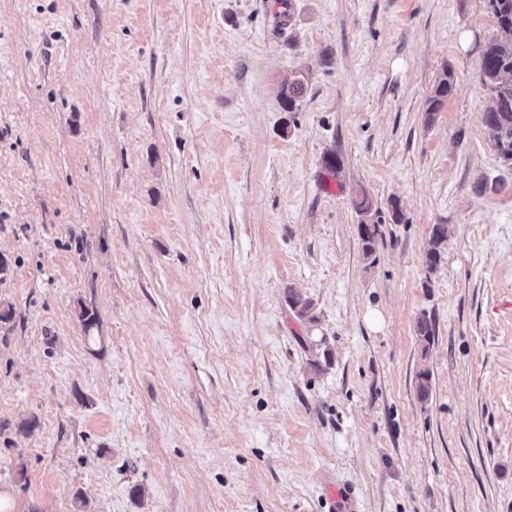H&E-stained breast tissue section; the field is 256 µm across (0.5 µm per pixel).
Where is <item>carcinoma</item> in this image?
I'll use <instances>...</instances> for the list:
<instances>
[{
    "mask_svg": "<svg viewBox=\"0 0 512 512\" xmlns=\"http://www.w3.org/2000/svg\"><path fill=\"white\" fill-rule=\"evenodd\" d=\"M489 7L500 36L489 41L480 57V77L488 87L492 97V106L483 115L484 125L494 141L499 159L512 165V0H489ZM453 88V74L445 70L438 77L437 83L426 105L427 121L433 122L444 100ZM304 91V81L299 77L285 79L279 90V97L288 110H293L295 103ZM362 220L359 223V239L365 256L375 252L377 241L382 236V224L385 219L378 208H372L367 196L354 203ZM448 238V225L438 224L434 227L432 247L427 254L429 270H434L441 261V244ZM288 304L298 317L310 322L315 317L310 314L312 303L300 293L288 290Z\"/></svg>",
    "mask_w": 512,
    "mask_h": 512,
    "instance_id": "cac0c4a2",
    "label": "carcinoma"
}]
</instances>
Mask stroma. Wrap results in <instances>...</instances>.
I'll use <instances>...</instances> for the list:
<instances>
[{"instance_id": "35a3bbf8", "label": "stroma", "mask_w": 512, "mask_h": 512, "mask_svg": "<svg viewBox=\"0 0 512 512\" xmlns=\"http://www.w3.org/2000/svg\"><path fill=\"white\" fill-rule=\"evenodd\" d=\"M290 3L0 0V512H512L488 0ZM453 88V74L444 70L443 73L438 77L437 83L432 91L431 96L428 98L426 105V115L428 123H431L435 119V113L439 111L444 100L448 98ZM304 91V81L300 77H289L285 79L279 90V97L288 112H291L298 98ZM354 206L362 217L358 224V235L363 253L369 257L375 252L377 241L382 236L381 228L382 224H385V219L379 208H372V202L367 195H363L359 202L355 201Z\"/></svg>"}]
</instances>
